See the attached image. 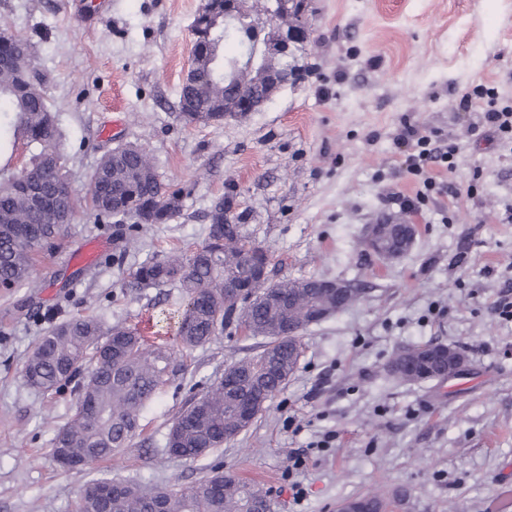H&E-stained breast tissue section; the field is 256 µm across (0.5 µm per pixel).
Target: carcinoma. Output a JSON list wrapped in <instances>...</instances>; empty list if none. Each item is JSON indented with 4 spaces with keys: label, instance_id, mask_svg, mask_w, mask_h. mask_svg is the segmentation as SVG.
<instances>
[{
    "label": "carcinoma",
    "instance_id": "carcinoma-1",
    "mask_svg": "<svg viewBox=\"0 0 512 512\" xmlns=\"http://www.w3.org/2000/svg\"><path fill=\"white\" fill-rule=\"evenodd\" d=\"M0 49L11 66L0 70V115L8 119L0 125V148L22 135L40 148L31 158L24 175L0 176V287H33L31 278L36 254L50 249L64 234L67 225L51 222L53 194L67 188L62 156L61 134L51 107L37 84L30 80L21 88L17 74L32 70L34 55L29 41L19 35L0 32ZM204 52L194 85L180 94L181 117L188 123L213 118L212 110L233 113L243 87L254 93L260 85L246 70L224 72L226 47H244L250 42L242 25L214 30L203 39ZM124 198L143 224H164L182 209L183 191L171 190L158 178L149 157L138 146L126 144L106 153L91 176L92 210L99 219H111L112 200ZM230 203L217 198L210 210L207 240L190 252L164 258L152 257L130 273V287L174 286L182 289L184 305L177 314V339L186 350L209 342L218 331L236 325L254 336L268 339L259 356L230 365L224 378L193 397L175 418L168 436L178 446L192 451L224 447V429L239 426L237 394L226 389L228 379L242 381L266 369L262 376L269 395H275L294 371L297 354L291 336H276L288 327L300 333L321 321L328 311L336 314L357 300V290L336 294L322 287V280L284 279L274 283L286 295L282 302L255 297L248 307L224 304V279L233 277L252 283L244 266L246 255L265 264L267 252L243 232L244 225L228 221ZM172 353L165 345L147 348L138 332L123 324L108 328L93 316H74L54 326L41 337L27 357L23 374L28 385L45 393H58L76 383V399L87 398L96 410L88 419L75 412L56 431L54 445L67 442L75 455H91L104 460L129 447L140 427L142 409L167 382ZM393 376L415 383L433 379L437 362L430 344H416L396 353L390 360ZM217 472L197 485L166 498V512H250L267 503V493L238 477L223 481V493L216 497L210 484ZM105 479L87 484L79 495L77 512H153L164 489L134 483H118L119 489L105 501L96 490ZM362 512H383V502L375 495L353 497Z\"/></svg>",
    "mask_w": 512,
    "mask_h": 512
}]
</instances>
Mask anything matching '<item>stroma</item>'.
Segmentation results:
<instances>
[{"label":"stroma","mask_w":512,"mask_h":512,"mask_svg":"<svg viewBox=\"0 0 512 512\" xmlns=\"http://www.w3.org/2000/svg\"><path fill=\"white\" fill-rule=\"evenodd\" d=\"M202 3L112 0L101 12L93 0H0V31L33 46L83 202L52 251L36 255L38 289L0 288V512H75L80 490L100 478L185 490L215 466L267 490L270 512H335L344 498L398 491L394 512H500L512 489V321L490 308L512 297V148L486 132L482 107L458 101L484 84L512 103V0H308L299 79L260 111L188 125L178 96ZM405 116L457 148L454 169L436 172L451 196L430 195L418 214L390 200L415 190L392 144ZM121 143L142 148L162 182L183 191L180 213L142 225L131 247L95 217L88 194L100 159ZM221 196L270 255L273 280L338 279L359 296L300 334L294 372L249 428L185 460L165 447L175 417L266 340L230 327L182 350L168 319L180 290L134 291L129 274L202 244ZM385 216L417 227L391 261L365 245L367 225ZM91 238L106 242L102 258L67 263ZM59 309L137 328L167 345L174 368L130 447L75 470L53 456L74 393H44L22 376ZM426 342L460 349L467 372L421 383L386 373L397 351ZM327 431L334 446L292 469V452ZM293 480L306 491L298 502Z\"/></svg>","instance_id":"obj_1"}]
</instances>
